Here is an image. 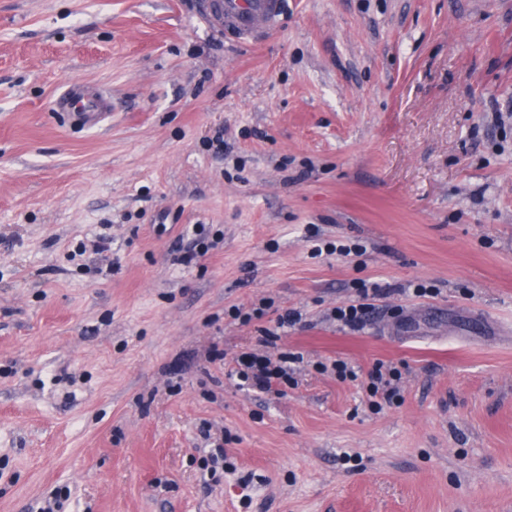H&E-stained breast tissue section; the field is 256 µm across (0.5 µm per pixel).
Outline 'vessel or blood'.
<instances>
[{
  "instance_id": "vessel-or-blood-1",
  "label": "vessel or blood",
  "mask_w": 512,
  "mask_h": 512,
  "mask_svg": "<svg viewBox=\"0 0 512 512\" xmlns=\"http://www.w3.org/2000/svg\"><path fill=\"white\" fill-rule=\"evenodd\" d=\"M284 7L285 0H207L203 15L208 26L252 41L275 25ZM56 107L81 128L91 129L108 116L111 102L104 94L73 84L57 99Z\"/></svg>"
}]
</instances>
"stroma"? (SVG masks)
<instances>
[{
	"label": "stroma",
	"mask_w": 512,
	"mask_h": 512,
	"mask_svg": "<svg viewBox=\"0 0 512 512\" xmlns=\"http://www.w3.org/2000/svg\"><path fill=\"white\" fill-rule=\"evenodd\" d=\"M74 82L111 98L100 126L56 112ZM362 281L391 293L330 319ZM244 352L303 361L244 390ZM379 363L400 404L374 403ZM56 493L512 512V0H286L255 43L202 0H0V512Z\"/></svg>",
	"instance_id": "stroma-1"
}]
</instances>
